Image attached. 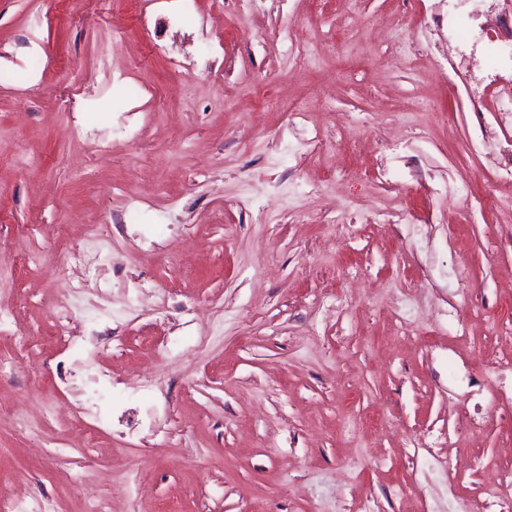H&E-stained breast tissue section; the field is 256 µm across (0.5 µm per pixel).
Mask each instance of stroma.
<instances>
[{
  "label": "stroma",
  "mask_w": 512,
  "mask_h": 512,
  "mask_svg": "<svg viewBox=\"0 0 512 512\" xmlns=\"http://www.w3.org/2000/svg\"><path fill=\"white\" fill-rule=\"evenodd\" d=\"M464 11L0 0V352L33 338L0 375V488L60 512H448L512 466V399L464 429L470 372L494 395L512 355L483 319L512 322V122L472 106ZM91 224L110 236L78 297L65 244Z\"/></svg>",
  "instance_id": "35a3bbf8"
}]
</instances>
